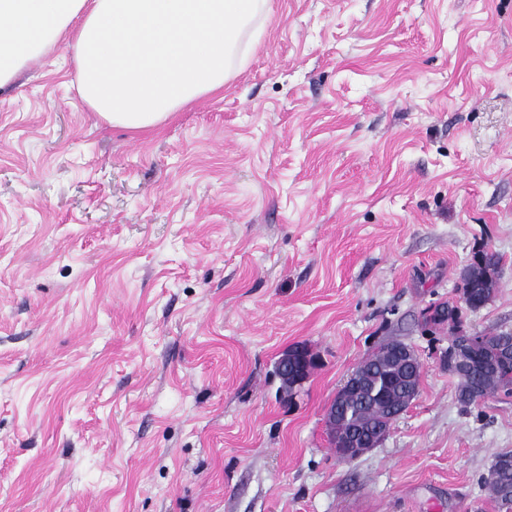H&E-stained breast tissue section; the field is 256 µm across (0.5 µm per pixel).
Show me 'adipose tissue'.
<instances>
[{"mask_svg":"<svg viewBox=\"0 0 512 512\" xmlns=\"http://www.w3.org/2000/svg\"><path fill=\"white\" fill-rule=\"evenodd\" d=\"M270 12L271 0H0V89L64 45L84 105L153 129L222 89Z\"/></svg>","mask_w":512,"mask_h":512,"instance_id":"obj_1","label":"adipose tissue"}]
</instances>
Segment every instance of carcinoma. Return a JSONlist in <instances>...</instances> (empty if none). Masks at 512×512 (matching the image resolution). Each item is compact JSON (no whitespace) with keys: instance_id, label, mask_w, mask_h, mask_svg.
<instances>
[{"instance_id":"1","label":"carcinoma","mask_w":512,"mask_h":512,"mask_svg":"<svg viewBox=\"0 0 512 512\" xmlns=\"http://www.w3.org/2000/svg\"><path fill=\"white\" fill-rule=\"evenodd\" d=\"M499 257L483 250L478 263L467 265L461 273V288L470 294L471 308L478 309L488 303L497 287L496 273ZM459 319V308L453 303H443L434 309L431 320L442 324ZM512 348V332H502L487 347L474 351L471 373L460 379L459 402L466 406L477 405L499 392H512V355L505 350ZM368 371L366 383L352 397L343 400L336 418L339 432L364 435L366 427L380 416L399 407L407 392L397 377V369L383 353V348L369 353L359 364ZM491 496L500 500L504 489L512 486V469L496 471L495 478L483 480Z\"/></svg>"}]
</instances>
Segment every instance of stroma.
Masks as SVG:
<instances>
[{
  "label": "stroma",
  "instance_id": "stroma-1",
  "mask_svg": "<svg viewBox=\"0 0 512 512\" xmlns=\"http://www.w3.org/2000/svg\"><path fill=\"white\" fill-rule=\"evenodd\" d=\"M482 249L460 325L512 331V0H271L155 130L100 123L53 50L0 90V512H503L512 395L463 409L423 320ZM392 340L418 395L339 460L328 404ZM477 253L472 262L478 261ZM499 266V257L489 250H482L478 263L467 265L461 273V288L470 294L472 309H478L488 303L495 294L497 287L496 273ZM316 357L305 344L292 345L282 352L276 361V373L281 381V393L288 394V367L293 368L296 383L293 387L303 384L309 377Z\"/></svg>",
  "mask_w": 512,
  "mask_h": 512
}]
</instances>
